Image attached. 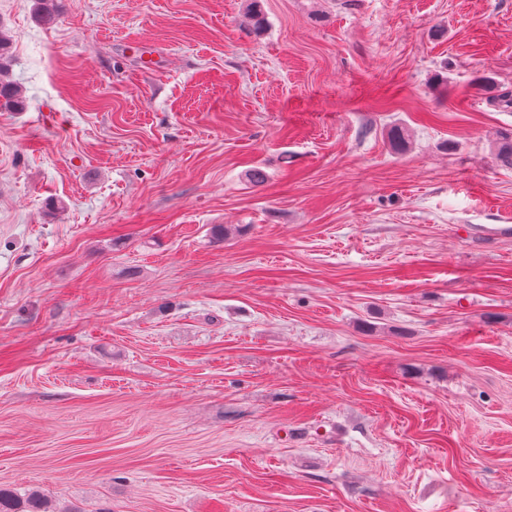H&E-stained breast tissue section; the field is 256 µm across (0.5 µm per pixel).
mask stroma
<instances>
[{"instance_id":"1","label":"stroma","mask_w":512,"mask_h":512,"mask_svg":"<svg viewBox=\"0 0 512 512\" xmlns=\"http://www.w3.org/2000/svg\"><path fill=\"white\" fill-rule=\"evenodd\" d=\"M0 26L1 486L512 512V110L483 85L512 88V0H0Z\"/></svg>"}]
</instances>
